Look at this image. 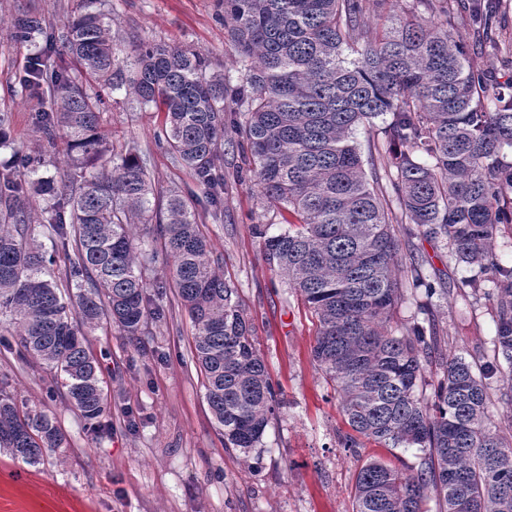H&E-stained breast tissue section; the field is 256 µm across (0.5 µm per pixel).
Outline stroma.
Segmentation results:
<instances>
[{"label": "stroma", "mask_w": 512, "mask_h": 512, "mask_svg": "<svg viewBox=\"0 0 512 512\" xmlns=\"http://www.w3.org/2000/svg\"><path fill=\"white\" fill-rule=\"evenodd\" d=\"M79 5L80 0H0V112L11 117L1 164L17 152L47 150L32 114L52 106L48 90L35 94L22 83L32 49L10 40L11 21L33 13L60 32ZM101 8L112 18L119 77L131 74L134 46L143 39L191 50L208 59L211 72L240 75L221 0H102ZM104 99L102 129L113 154L136 150L162 194L196 199L200 229L238 288L281 407L260 448L246 456L225 447L192 358L194 327L171 290L161 301L162 318L147 319L137 336L109 325L88 335L106 399L105 426L96 433L65 391L46 398L49 372L21 360L17 337H8L0 344V389L30 410L55 414L66 442L36 465L0 450V512H353L363 462L372 456L389 460L393 453L371 444H339L349 428L332 385L311 356L317 320L262 258L258 225L277 233L292 214L261 199L237 148L216 161L227 189L223 204L211 206L193 171L176 163L161 141L163 113L140 105L122 88ZM413 249L424 259L425 275L448 292L433 307L443 334L441 353L488 351L496 304L464 288L474 269L419 238Z\"/></svg>", "instance_id": "1"}]
</instances>
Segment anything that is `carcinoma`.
I'll list each match as a JSON object with an SVG mask.
<instances>
[{
	"label": "carcinoma",
	"instance_id": "carcinoma-1",
	"mask_svg": "<svg viewBox=\"0 0 512 512\" xmlns=\"http://www.w3.org/2000/svg\"><path fill=\"white\" fill-rule=\"evenodd\" d=\"M99 0H82L62 34L23 14L11 38L70 55L93 83L87 89L62 67L52 70V109L36 113L48 144L63 140L79 172L39 175L41 159L16 155L0 168V322L19 336L20 354L64 375L70 403L101 428L105 398L99 361L86 336L103 324L135 336L161 315L148 293L146 264L131 228L155 217L171 262L172 287L194 326L192 355L224 445L248 456L261 445L278 405L238 288L224 278L201 233L195 205L174 192L165 211L142 159H119L101 131L102 91L114 88L110 17ZM428 16L403 9L373 33L367 18L386 0H224V29L241 65L237 81L205 75L207 61L177 47L141 40L128 88L166 114L164 140L174 158L221 205L218 145L238 137L260 196L298 223L259 231L269 269L299 293L318 319L313 360L335 383L351 432L344 448L373 442L415 450L399 468L371 457L359 469L353 512H512V419L493 424L490 408L512 409V267L493 252L512 229V78L492 83L471 63L476 51L508 55L491 36L492 12L475 3L470 26L485 38H454L448 0H414ZM29 85L43 79V51L29 61ZM382 119V133L402 150L384 187L366 173L355 132ZM392 190L399 213L388 207ZM46 236L69 256L62 283L52 278ZM437 242L451 259L478 269L463 282L496 299L492 354L473 361L438 353L433 319L395 326L408 292L442 293L403 247ZM501 375L492 389L489 379ZM64 443L55 418L20 408L0 392V447L28 464ZM433 507H428V504Z\"/></svg>",
	"mask_w": 512,
	"mask_h": 512
}]
</instances>
